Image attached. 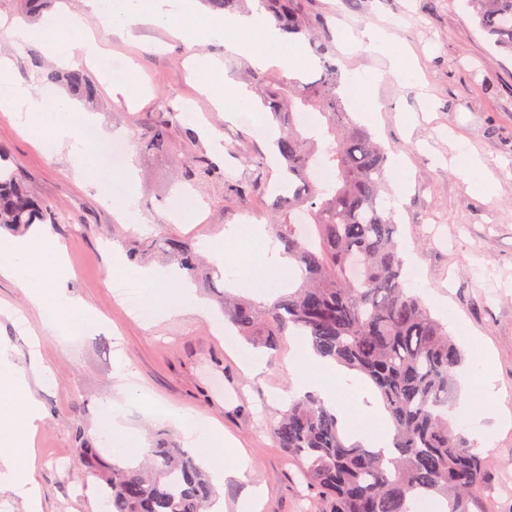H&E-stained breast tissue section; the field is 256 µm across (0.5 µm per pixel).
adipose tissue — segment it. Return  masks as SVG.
I'll return each instance as SVG.
<instances>
[{
    "label": "adipose tissue",
    "mask_w": 512,
    "mask_h": 512,
    "mask_svg": "<svg viewBox=\"0 0 512 512\" xmlns=\"http://www.w3.org/2000/svg\"><path fill=\"white\" fill-rule=\"evenodd\" d=\"M89 11L108 23L120 26L130 32L138 27L153 23L164 25L172 16L183 15L184 23L176 30L177 37L192 46L203 41L217 40L224 45L228 57L250 56L256 63H263L268 49L275 43H287L288 49L277 58L278 65L286 76H298L302 66L298 60L299 45L286 41L284 34L271 24L259 11L239 13L230 17L217 14L201 15L191 7L189 0H122L120 6H113L112 0H85ZM11 36L29 41L41 39L43 47L64 61L80 58L88 60L101 52L99 44L91 38L76 35L73 25L63 24L37 33L28 26L11 23ZM199 68L208 70L212 78L204 86L205 93L218 109L252 114L255 104L247 89H238L232 98H225L220 78L221 60L208 56L198 58ZM0 109L24 112L39 117V131L43 138L56 148H69L73 159L75 176L82 181L93 183L103 197L112 202L117 216H124L131 206L127 185L132 179L131 172L107 179L101 177L92 165L90 152L79 141V128L69 121L70 113L76 112V105L61 96L33 97L26 92L0 99ZM38 249L48 266L55 272L58 285H65L69 271L64 253L57 239L45 227H36L25 240H13L0 246V277L12 280L17 269H24L28 281H36L40 270L36 267L22 268L20 258L22 246ZM254 284L253 296L262 302H272L280 288L294 275V266L279 250L264 248L260 262L247 272ZM31 303L44 317L48 330H73L80 327L85 316V306L76 297L68 296L62 290L48 296L33 290L29 293ZM287 363L295 371L292 381L294 395L313 394L332 407L341 426L351 441L361 443L375 453H391L393 436L387 412L380 402L374 401L371 389L359 390L346 396L341 386L347 377L346 369L337 362L318 356L312 349L289 352ZM43 420L40 402L32 393L28 375L23 368L11 360L8 347L0 346V481L12 484L16 494L27 507V512H39L40 492L32 478L26 477L19 450L27 435L33 433Z\"/></svg>",
    "instance_id": "adipose-tissue-1"
}]
</instances>
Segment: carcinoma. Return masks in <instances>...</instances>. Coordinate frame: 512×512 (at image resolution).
<instances>
[{"label":"carcinoma","mask_w":512,"mask_h":512,"mask_svg":"<svg viewBox=\"0 0 512 512\" xmlns=\"http://www.w3.org/2000/svg\"><path fill=\"white\" fill-rule=\"evenodd\" d=\"M210 12L231 14L241 0H203ZM282 29L305 38L320 59L319 78L304 82L275 71H249L251 84L280 130L276 147L284 165L280 195L270 226L293 261L298 280L266 306L224 297V322L255 345L278 346L303 336L314 351L366 380L380 395L394 427L390 458L354 443L340 430L336 414L310 396L295 398L272 433L300 465L307 488L322 512H413L416 498L432 495L445 512H472L482 487L481 454L473 451L450 420L457 370L465 363L448 328L405 287L403 258L393 210L383 196L386 150L356 121L336 89L341 75L334 53L310 34L299 0H257ZM479 28L512 56V0H467ZM47 82L62 81L92 103L96 85L79 68L62 74L44 69ZM305 107L325 119L324 153L306 137L297 115ZM149 150L169 147L167 122L158 121L143 142ZM0 146V228L17 231L54 213L5 161ZM322 159L332 180L321 185L309 169ZM218 175L204 162L185 170L189 181ZM265 187L224 177V190L246 197ZM181 269L192 274L195 253L165 240ZM81 465L98 472L104 512H210L217 489L188 450L159 440L136 466L107 464L101 449H80Z\"/></svg>","instance_id":"obj_1"}]
</instances>
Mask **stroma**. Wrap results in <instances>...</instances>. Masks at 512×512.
Instances as JSON below:
<instances>
[{
    "instance_id": "stroma-1",
    "label": "stroma",
    "mask_w": 512,
    "mask_h": 512,
    "mask_svg": "<svg viewBox=\"0 0 512 512\" xmlns=\"http://www.w3.org/2000/svg\"><path fill=\"white\" fill-rule=\"evenodd\" d=\"M313 32L336 47L342 77L383 73L377 88L379 108L356 112L400 168L387 173L386 198L396 212L398 239L414 287L433 316L465 353L474 344L490 350L486 374L502 390L512 389V58L494 50L473 23L465 0H301ZM70 11L101 43L112 67L84 70L98 89L87 110L100 139L124 135L133 165L130 193L134 214L118 221L92 185L74 179L68 152L45 154L24 132L21 116L0 110V143L10 150L9 165L37 197L49 202L61 224L50 231L63 245L71 270L70 294L81 298L94 320L88 330L72 334L44 328L28 291L0 278V343L13 350L26 371L48 369L34 383L45 417L24 453L40 490L41 512H100L98 477L75 463L86 444L102 448L104 425L146 444L161 439L188 447L167 409L191 412L203 424L219 425L225 439L242 448L248 464L225 483L224 512H237L243 492L264 486L261 512H320L318 501L302 484L298 463L278 448L271 422L287 406L292 373L284 351L250 349L263 360L258 377L240 362L223 333L213 329L222 319L224 279L216 275L203 246L225 225L251 214L266 221L272 194L239 198L226 194L222 180L192 185L177 175L198 160H212L220 171L252 178L256 153H268L266 138L255 137L251 120L217 111L200 93L202 75L189 67L192 55L220 56L216 42L187 46L166 29L146 26L134 37L119 36L111 25L89 14L82 0H47L46 9L26 12L22 0H0V17L20 19L33 28ZM387 29L399 52L413 58L416 77L390 76L387 58L359 49L339 50L343 26ZM0 57L9 59L16 84L35 96L67 94L65 84H46L40 67L63 68L40 44L8 37L0 29ZM136 64L143 92L129 98L113 90L115 80ZM169 116L170 150L142 146L156 116ZM222 149H215V142ZM480 158L494 186L483 194L463 164L465 155ZM193 194L197 209L172 213L175 195ZM174 238L191 246L200 264L187 276L176 261L154 246ZM141 268L164 275L174 290L190 280L208 304L205 313L158 308L147 321L131 315L114 298L112 285ZM451 310L441 309L439 299ZM129 362L126 378L115 374L117 361ZM492 437L484 458L485 512H512V422L492 413L480 420ZM65 457L58 467L57 457Z\"/></svg>"
}]
</instances>
